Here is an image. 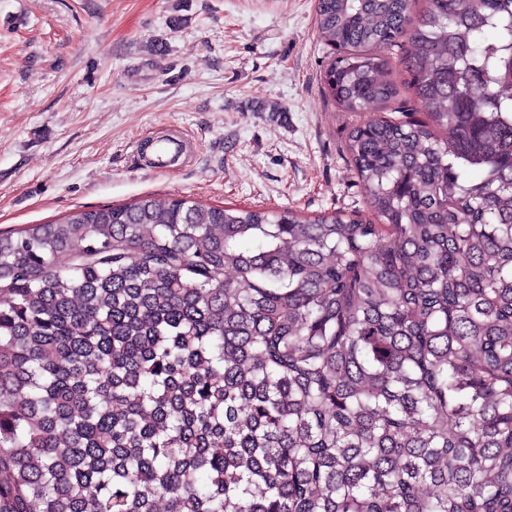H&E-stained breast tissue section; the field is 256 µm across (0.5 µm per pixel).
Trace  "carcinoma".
Returning <instances> with one entry per match:
<instances>
[{
  "label": "carcinoma",
  "instance_id": "carcinoma-1",
  "mask_svg": "<svg viewBox=\"0 0 512 512\" xmlns=\"http://www.w3.org/2000/svg\"><path fill=\"white\" fill-rule=\"evenodd\" d=\"M425 2L317 0L370 219L0 230V512H512V0Z\"/></svg>",
  "mask_w": 512,
  "mask_h": 512
}]
</instances>
